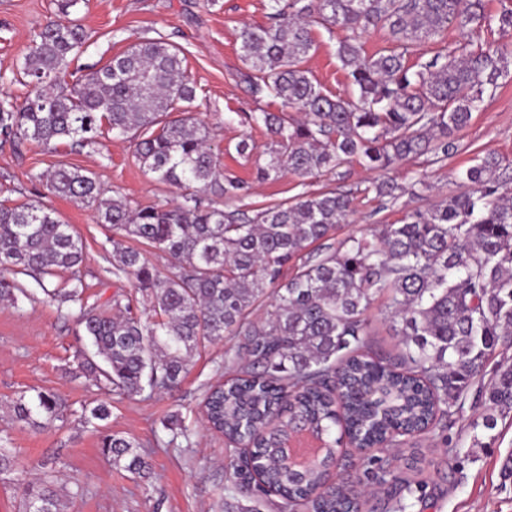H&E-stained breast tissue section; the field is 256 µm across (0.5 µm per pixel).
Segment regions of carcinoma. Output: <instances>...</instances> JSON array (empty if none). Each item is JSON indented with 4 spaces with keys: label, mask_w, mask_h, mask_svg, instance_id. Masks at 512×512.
<instances>
[{
    "label": "carcinoma",
    "mask_w": 512,
    "mask_h": 512,
    "mask_svg": "<svg viewBox=\"0 0 512 512\" xmlns=\"http://www.w3.org/2000/svg\"><path fill=\"white\" fill-rule=\"evenodd\" d=\"M55 2L66 20L40 26L12 77L0 74L1 82L34 87L20 105L0 97V146L69 139L84 147L105 131L129 136L157 181L184 188L176 204L139 207L116 191L106 196L80 169L60 164L47 175L51 193L112 227L113 274L131 278L141 300L117 294L107 311L85 296L83 242L72 225L38 200L0 205V302L30 297L13 278L23 274L45 302L79 308L88 344L78 368L108 392L82 408L80 421L108 420L114 396L171 391L200 348L227 337V379L203 400L207 420L234 450L224 463V512H255V503L272 496L277 512H376L371 484L394 489L390 512H412L426 481L367 451L448 426L489 358L512 350V179L500 176L504 158L488 154L463 170L468 191L338 240L335 232L355 211L351 193H302L251 213L206 205L204 194L235 200L248 186L218 168L209 127L191 112L196 87L180 50L147 38L61 86L88 35L69 18L81 0ZM266 9L267 24L240 33L252 91L282 103L277 113L249 116L272 140L256 169L259 181L317 176L353 161L384 172L427 151L446 156L472 113L512 73V9L497 18L504 40L485 47L470 37L492 21L487 0H267ZM318 24L344 33L336 56L356 95L325 93L303 67ZM450 25L462 39L408 63L417 43L443 40ZM371 28L387 29L395 46L366 54L362 39ZM177 109L181 117L164 120ZM401 191L388 179L362 189L390 200ZM127 240L168 256V270ZM379 295L388 298L399 344L396 354L373 357L365 351L367 311ZM480 400L474 430H493L512 413L511 360L498 365ZM6 409L33 429L75 414L48 391L22 393ZM297 423L328 445L300 472L288 469L280 448ZM163 427L171 444L189 439L176 415ZM344 446L366 460L365 469L335 485L328 469ZM138 447L118 434L102 439L112 463L145 477L151 467ZM14 471L24 512H62L66 494L51 472L16 471L0 445V473Z\"/></svg>",
    "instance_id": "cac0c4a2"
}]
</instances>
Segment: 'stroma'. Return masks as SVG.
Here are the masks:
<instances>
[{
  "label": "stroma",
  "mask_w": 512,
  "mask_h": 512,
  "mask_svg": "<svg viewBox=\"0 0 512 512\" xmlns=\"http://www.w3.org/2000/svg\"><path fill=\"white\" fill-rule=\"evenodd\" d=\"M52 0H0V73H10L40 25L55 18ZM71 18L87 30L90 41L77 64L92 70L145 38H163L181 50L189 77L196 85L194 114L211 130L210 143L225 174L247 181L248 195L228 202L215 195L218 207L252 210L305 192L336 190L355 194L351 228L372 229L393 224L405 212L427 210L442 199L465 192L456 173L477 157L495 153L512 159V75L503 79L483 111L474 113L459 132L457 148L448 156L428 153L395 166L390 176L408 188L419 178L430 189L422 195L406 192L397 201L380 203L364 195L376 174L358 163L335 173L300 178L285 175L257 181L256 166L265 159L270 136L264 126L247 123L254 112H277L279 99L249 90L248 69L240 57V31L266 21V0H80ZM316 43L304 62L324 92L347 89L336 57V32L317 25ZM248 141L247 154L236 151ZM65 164L93 173L106 189L118 191L132 205L166 203L175 187L155 181L135 156L133 141L110 136L94 145L72 147L66 140L48 146L24 144L21 150L0 147V204L42 201L60 219L73 225L84 244L82 275L92 300L107 305L113 295L132 293L131 282L112 273V230L98 223L93 211L51 194L45 175ZM385 297H377L367 312L369 353L392 354L398 339L385 312ZM86 340L76 310H57L41 300L19 307L0 306V400L34 389L58 394L75 411L102 398L85 378L76 377L77 354ZM226 343L207 345L195 354L190 374L171 392L146 399H113L112 415L97 429L69 418L61 427L32 430L14 423L0 409L5 445L21 466L59 462L66 485L84 487L83 496L68 499L65 512H222L226 492L222 465L228 453L222 434L209 430L202 412L205 389L223 380ZM179 413L189 441L170 445L162 423ZM481 407L464 403L447 430L419 438L425 458L426 497L413 512H512V483L503 484L501 464L512 453V417L491 431L475 432L473 420ZM135 440L152 465L151 478L142 479L113 465L104 455V435Z\"/></svg>",
  "instance_id": "stroma-1"
}]
</instances>
